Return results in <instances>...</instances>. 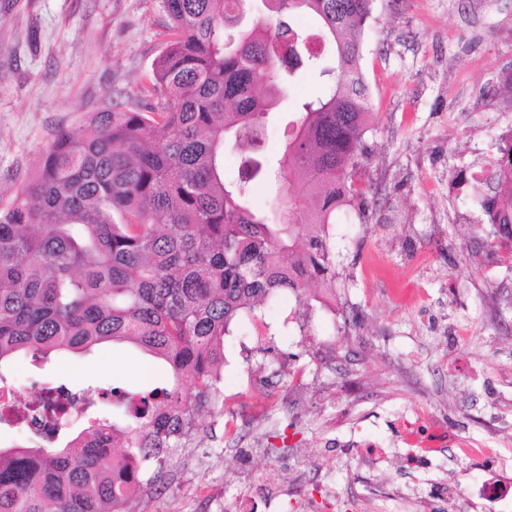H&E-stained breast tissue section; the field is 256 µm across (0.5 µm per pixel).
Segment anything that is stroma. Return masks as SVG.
I'll return each instance as SVG.
<instances>
[{"mask_svg":"<svg viewBox=\"0 0 512 512\" xmlns=\"http://www.w3.org/2000/svg\"><path fill=\"white\" fill-rule=\"evenodd\" d=\"M159 0H0V208L55 133L146 86L169 37ZM362 66L374 117L359 181L368 203L337 209L335 301L284 292L224 339V407L202 414L196 448L162 463L132 512H296L269 480L362 512H512L481 485H512V247L492 236L494 190L463 177L512 146V0H373ZM301 75L274 109L263 150L278 157L303 102ZM273 346L276 357L263 356ZM158 362L105 343L48 363L23 357L28 391L67 380L129 391ZM271 395L256 403L252 386ZM435 415L494 458L443 448L412 464L397 427ZM239 420L237 431L225 429ZM379 443L377 466L357 444ZM459 485L466 496H448Z\"/></svg>","mask_w":512,"mask_h":512,"instance_id":"obj_1","label":"stroma"}]
</instances>
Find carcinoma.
Returning <instances> with one entry per match:
<instances>
[{"label": "carcinoma", "mask_w": 512, "mask_h": 512, "mask_svg": "<svg viewBox=\"0 0 512 512\" xmlns=\"http://www.w3.org/2000/svg\"><path fill=\"white\" fill-rule=\"evenodd\" d=\"M160 0L170 38L143 98L109 102L58 131L36 173L0 209V382L12 359L131 344L167 385L126 395L61 447L0 448V512H131L150 467L224 405V337L245 312L311 283L336 293V209L362 192L372 116L363 36L371 0ZM305 17L311 27L295 21ZM325 79L280 158L224 181V142L255 147L297 72ZM285 183L287 219L249 204L262 170ZM497 237L512 241V191Z\"/></svg>", "instance_id": "obj_1"}]
</instances>
